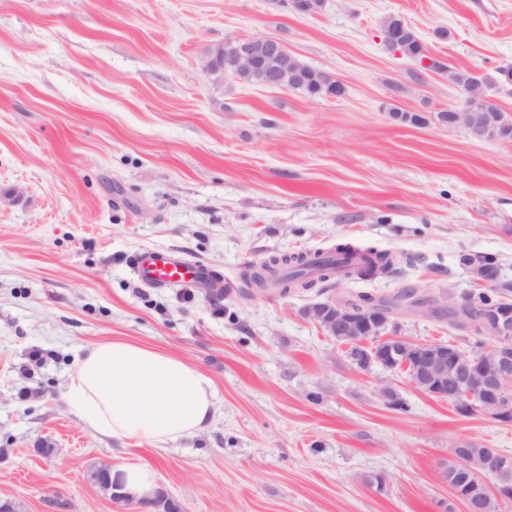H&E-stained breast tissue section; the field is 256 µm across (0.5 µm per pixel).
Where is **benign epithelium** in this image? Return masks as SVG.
I'll use <instances>...</instances> for the list:
<instances>
[{
	"mask_svg": "<svg viewBox=\"0 0 512 512\" xmlns=\"http://www.w3.org/2000/svg\"><path fill=\"white\" fill-rule=\"evenodd\" d=\"M240 49L231 66L234 72H251L269 60L277 65L267 72L268 84L288 90L303 78L301 68L288 65V53L279 40L256 36L238 40ZM478 121L470 102L463 107L448 109V127L470 129ZM475 312L464 326L472 327L491 343L478 357H470L456 347L442 342H416L406 348L405 336L388 330L393 310L382 306H366L347 300H329L313 308L312 320L328 336L339 340L354 339L368 351L350 356V362L362 369L372 365L388 373L400 365L412 367L411 383L418 391L441 399L455 400L464 415L479 411L504 423H512V309L487 310L473 305ZM379 396L389 407L403 410L405 402L390 386L379 388ZM477 405H471L472 399ZM454 496L462 500L467 512H482L487 497L512 500V462L494 449H488L484 474L472 477L462 470L444 477ZM91 483L112 501L124 502L142 512L159 508L169 496L168 489L159 484L144 498L121 491L112 481V466L93 467Z\"/></svg>",
	"mask_w": 512,
	"mask_h": 512,
	"instance_id": "obj_1",
	"label": "benign epithelium"
}]
</instances>
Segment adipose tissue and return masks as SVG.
<instances>
[{
    "label": "adipose tissue",
    "mask_w": 512,
    "mask_h": 512,
    "mask_svg": "<svg viewBox=\"0 0 512 512\" xmlns=\"http://www.w3.org/2000/svg\"><path fill=\"white\" fill-rule=\"evenodd\" d=\"M69 396L90 429L157 446L207 429L214 415L211 379L178 358L121 341L85 350Z\"/></svg>",
    "instance_id": "obj_1"
}]
</instances>
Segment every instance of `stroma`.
<instances>
[{"label": "stroma", "instance_id": "1", "mask_svg": "<svg viewBox=\"0 0 512 512\" xmlns=\"http://www.w3.org/2000/svg\"><path fill=\"white\" fill-rule=\"evenodd\" d=\"M391 16L439 69L386 46ZM256 35L345 95L205 74L209 49ZM506 63L512 0H324L309 16L278 0H0V496L128 512L85 477L124 463L179 512H465L442 478L454 443L510 456L512 424L356 369L303 311L407 287L462 300L481 289L464 253L512 280V141L433 120L464 100L449 70ZM339 243L416 261L288 294L239 284L270 255ZM143 248L205 265L208 286H142L129 259ZM393 321L418 342L458 336L403 307ZM111 339L207 374L211 425L129 450L88 430L68 385Z\"/></svg>", "mask_w": 512, "mask_h": 512}]
</instances>
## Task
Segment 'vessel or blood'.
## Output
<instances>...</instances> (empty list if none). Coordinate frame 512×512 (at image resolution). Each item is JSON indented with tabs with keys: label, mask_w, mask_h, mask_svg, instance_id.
Listing matches in <instances>:
<instances>
[{
	"label": "vessel or blood",
	"mask_w": 512,
	"mask_h": 512,
	"mask_svg": "<svg viewBox=\"0 0 512 512\" xmlns=\"http://www.w3.org/2000/svg\"><path fill=\"white\" fill-rule=\"evenodd\" d=\"M131 269L142 284L156 287L184 282L200 284L208 276L203 265L189 262L164 250L148 249L137 253L132 260Z\"/></svg>",
	"instance_id": "obj_1"
}]
</instances>
